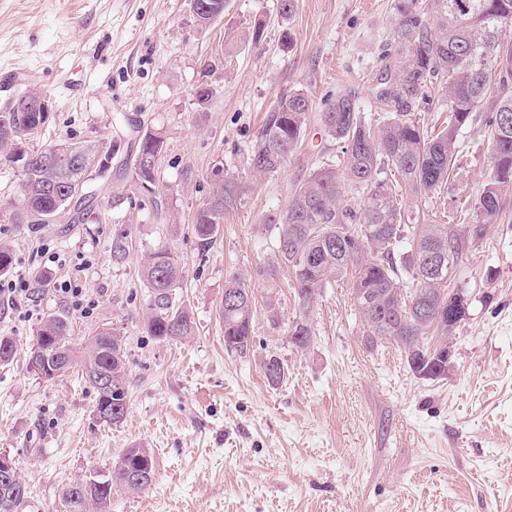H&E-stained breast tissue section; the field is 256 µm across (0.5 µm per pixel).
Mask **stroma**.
<instances>
[{"label": "stroma", "instance_id": "stroma-1", "mask_svg": "<svg viewBox=\"0 0 512 512\" xmlns=\"http://www.w3.org/2000/svg\"><path fill=\"white\" fill-rule=\"evenodd\" d=\"M226 0L200 24L190 0H0V110L23 90L54 110L31 150L73 139L165 140L155 197L98 198L76 224H14L17 169L0 164V243L27 284L0 302V336L17 348L0 363V455L26 484L28 512H65L67 485L111 470L135 444L151 448L155 479L143 493L113 491L110 512H512V193L451 284L471 298L449 336L452 363L418 379L389 344L370 345L348 279L324 288L313 341L292 346L298 309L285 275L260 276L273 258L262 222L312 172L326 141L327 100L357 90L368 119L372 79L391 40L392 0ZM264 34L252 41L255 24ZM212 96L199 102L196 89ZM304 93L315 115L299 150L277 173L253 178L246 153L276 95ZM448 182L424 211L428 224H469L488 159L475 120ZM250 182L245 209L226 215L208 246L194 216L217 167ZM124 234L128 252L112 255ZM178 260L174 291L193 336L160 342L146 332L149 292L139 271L150 252ZM251 275L253 342L224 347V283ZM71 283V293L58 290ZM278 299L270 315L267 298ZM65 316L73 349L114 328L128 355L127 411L99 422L95 394L69 370L34 375L27 350L42 321ZM278 356L287 380L270 385L261 362Z\"/></svg>", "mask_w": 512, "mask_h": 512}]
</instances>
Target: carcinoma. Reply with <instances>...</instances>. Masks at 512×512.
I'll list each match as a JSON object with an SVG mask.
<instances>
[{
    "label": "carcinoma",
    "mask_w": 512,
    "mask_h": 512,
    "mask_svg": "<svg viewBox=\"0 0 512 512\" xmlns=\"http://www.w3.org/2000/svg\"><path fill=\"white\" fill-rule=\"evenodd\" d=\"M392 9L393 37L381 56L375 84L382 115L373 123L366 120L355 90L325 104L322 130L342 160L335 166L327 151L318 153V167L295 187L283 208L266 216L264 226L274 233L275 261L259 274L272 278L283 267L291 273L299 315L288 325V336L297 349L313 341L311 313L322 289L336 276L350 274L353 304L366 322L370 343L396 345L414 375L436 380L448 372L443 354L460 323L448 314L449 270L497 223L504 194L512 189V40L502 37L503 21H512V0H393ZM433 85L441 87L448 104V125L430 136L417 112ZM489 97L495 104L484 119L490 163L475 202L476 222L419 223V214L402 207L381 175L399 177L405 193L417 201L437 193L455 167L462 129ZM311 111V101L299 91L273 103L246 154L252 173H275L287 164L302 145ZM44 126L35 112H0V150L9 151L10 141L32 138ZM98 148V143L66 140L32 152L23 182L29 214L16 213L11 220L35 224L41 217L61 214L72 224L79 222L101 189L88 190L86 166L77 167L74 161ZM105 148L112 149L115 160L112 197L151 192L164 151L162 136L146 131L125 152L118 142ZM344 184L365 194L362 204L343 203ZM250 191L247 182L224 174L195 215L198 239L211 242L224 215L247 206ZM180 277L178 263L167 251L151 254L141 266L140 278L150 293L146 330L156 340L194 334L190 313L172 299ZM248 280L244 273L227 279L220 308L224 346L239 354L252 344L256 297ZM431 330L441 334L432 349L421 343ZM62 351L65 369L78 367L95 393L100 420L120 422L127 410L122 337L101 328L85 339L77 356L68 320L52 314L30 348L29 369L46 380L57 377L56 358ZM154 479L153 452L143 446L127 448L107 476L64 489L66 512H109L112 490L141 493ZM28 507L29 491L22 480L0 486V512Z\"/></svg>",
    "instance_id": "obj_1"
}]
</instances>
